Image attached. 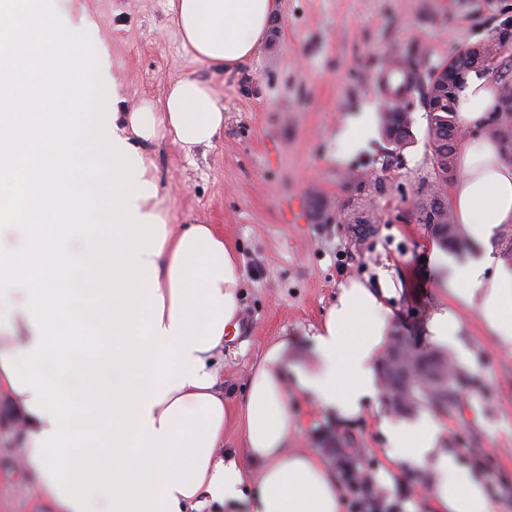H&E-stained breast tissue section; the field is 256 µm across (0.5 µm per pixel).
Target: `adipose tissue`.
Wrapping results in <instances>:
<instances>
[{
  "label": "adipose tissue",
  "mask_w": 512,
  "mask_h": 512,
  "mask_svg": "<svg viewBox=\"0 0 512 512\" xmlns=\"http://www.w3.org/2000/svg\"><path fill=\"white\" fill-rule=\"evenodd\" d=\"M273 0H168L182 44L218 68L264 41ZM88 17L61 0H0V394L20 411L18 464L49 512H342L329 465L288 441L296 385L351 417L376 399L391 323L384 300L342 284L312 336L314 361L289 365L288 341L268 344L243 398L222 390L219 354L239 310L242 264L208 224L172 223L150 149L213 146L224 107L207 81L182 78L162 105L119 111L106 53L88 54ZM97 100H89L86 79ZM500 85L470 72L457 94L464 131L449 208L479 256L448 267L427 325L432 345L455 344L475 311L512 350V267L491 238L512 224V162L489 122ZM235 429L240 445L225 448ZM395 463L424 470L435 512H489L485 485L443 446V423L382 417Z\"/></svg>",
  "instance_id": "ef3b65f1"
}]
</instances>
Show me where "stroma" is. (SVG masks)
<instances>
[{
	"label": "stroma",
	"mask_w": 512,
	"mask_h": 512,
	"mask_svg": "<svg viewBox=\"0 0 512 512\" xmlns=\"http://www.w3.org/2000/svg\"><path fill=\"white\" fill-rule=\"evenodd\" d=\"M68 13L95 23L89 51L106 48L128 106L161 99L172 81L196 77L216 88L224 130L214 145L185 154L169 141L154 145L162 199L179 224H211L244 267L240 308L224 338V395L238 401L255 357L271 341H288V360L312 354L311 337L342 283L394 288L392 333L432 353L426 326L441 299L429 262L434 239L415 211L422 184L435 178L426 114L414 108L413 139L395 154L383 129L345 154L338 127L365 106L383 114L376 77L391 59L409 55L424 68L466 45L503 37L512 0H275L268 35L256 54L232 70L187 54L168 15L167 0H65ZM383 178L382 192L364 196L380 222L359 238L340 216L355 198L351 173ZM459 341L478 367L458 406L438 411L443 445L477 473L490 512H512V352L500 348L475 312L463 315ZM296 447L333 462V449L356 448L361 471L378 481L390 470L393 512H432L423 471L391 466L380 416L413 417L417 403L397 407L387 393L343 417L298 390ZM16 413L0 395V512H40L36 489L16 464Z\"/></svg>",
	"instance_id": "stroma-1"
}]
</instances>
